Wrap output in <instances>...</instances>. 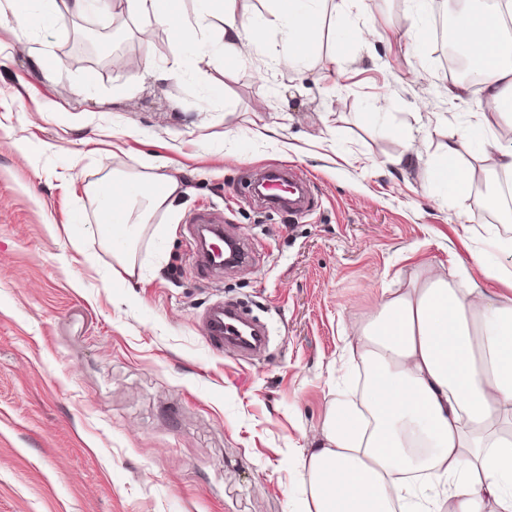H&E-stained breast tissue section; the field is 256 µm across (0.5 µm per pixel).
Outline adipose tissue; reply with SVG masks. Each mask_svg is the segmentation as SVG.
Segmentation results:
<instances>
[{
	"label": "adipose tissue",
	"instance_id": "adipose-tissue-1",
	"mask_svg": "<svg viewBox=\"0 0 512 512\" xmlns=\"http://www.w3.org/2000/svg\"><path fill=\"white\" fill-rule=\"evenodd\" d=\"M10 2L24 45L39 31L67 38L66 17L84 16L90 0ZM326 2L280 0L274 20L289 43L283 66L295 68L312 47ZM220 22L225 50L250 56L259 32L237 0H224ZM503 23L500 0H478L455 32V45L481 67L479 121L455 128L438 155L407 150L435 170L449 198H472L481 214L501 210L502 198L492 184L469 195L462 162L475 135L495 170L512 175V143L492 127L512 106V36ZM111 185L107 173L88 189L107 240L116 224L130 237L179 190L162 173L125 183L117 195ZM472 258L505 291L457 288L433 270L385 299L361 328L358 355L372 375L365 411L340 402L328 414L304 462L302 512H512V268L486 262L481 248Z\"/></svg>",
	"mask_w": 512,
	"mask_h": 512
}]
</instances>
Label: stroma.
<instances>
[{"mask_svg": "<svg viewBox=\"0 0 512 512\" xmlns=\"http://www.w3.org/2000/svg\"><path fill=\"white\" fill-rule=\"evenodd\" d=\"M237 6L260 28L245 61L215 23L141 42L125 0L21 53L0 0V512H299L313 438L360 395L348 344L387 292L431 268L498 288L470 251L512 223L468 221L470 200L441 198L433 171L392 163L411 138L436 154L482 95L449 100L432 12L414 32L409 0L326 9L291 70L276 0ZM147 157L180 191L123 264L87 187L106 163L142 177ZM285 166L311 178L304 216L248 193L250 171ZM203 209L248 241V265L194 262ZM219 299L267 324L265 352L209 343Z\"/></svg>", "mask_w": 512, "mask_h": 512, "instance_id": "stroma-1", "label": "stroma"}]
</instances>
